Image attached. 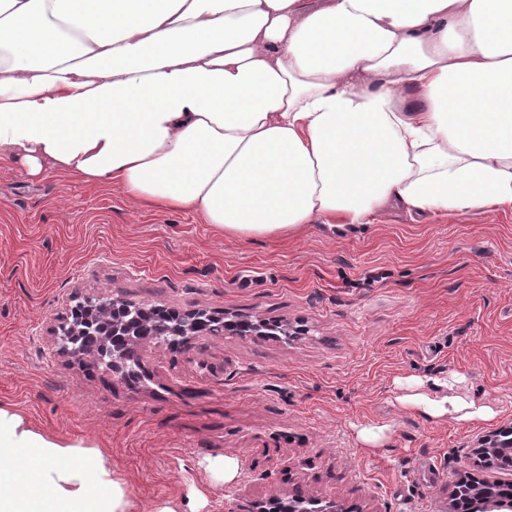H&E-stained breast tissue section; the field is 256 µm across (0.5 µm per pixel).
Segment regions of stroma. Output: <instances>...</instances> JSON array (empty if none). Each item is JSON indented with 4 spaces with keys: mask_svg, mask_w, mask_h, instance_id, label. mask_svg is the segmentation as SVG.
Masks as SVG:
<instances>
[{
    "mask_svg": "<svg viewBox=\"0 0 512 512\" xmlns=\"http://www.w3.org/2000/svg\"><path fill=\"white\" fill-rule=\"evenodd\" d=\"M101 298L294 338L150 344L131 383L55 345L62 318ZM451 372L494 419L433 423L395 402V378ZM0 404L100 448L137 512H224L236 489L446 512L476 438L512 426V212L392 205L364 226L239 241L112 186L0 163ZM373 425L388 431L369 448L357 432Z\"/></svg>",
    "mask_w": 512,
    "mask_h": 512,
    "instance_id": "stroma-1",
    "label": "stroma"
}]
</instances>
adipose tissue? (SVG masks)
Here are the masks:
<instances>
[{
  "instance_id": "ef3b65f1",
  "label": "adipose tissue",
  "mask_w": 512,
  "mask_h": 512,
  "mask_svg": "<svg viewBox=\"0 0 512 512\" xmlns=\"http://www.w3.org/2000/svg\"><path fill=\"white\" fill-rule=\"evenodd\" d=\"M285 237L391 202L512 210V0H0V162ZM398 379L433 420L493 407ZM101 449L0 404V512H134Z\"/></svg>"
}]
</instances>
